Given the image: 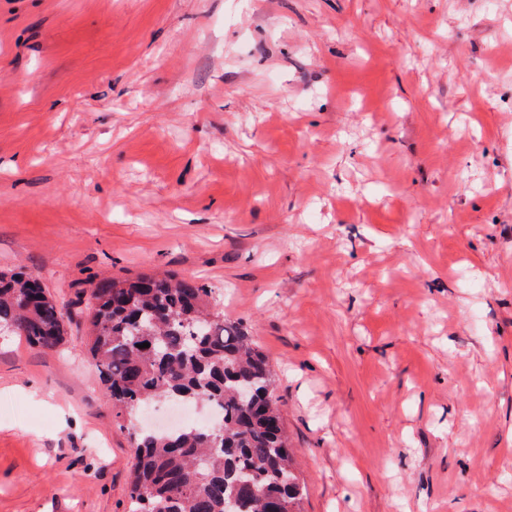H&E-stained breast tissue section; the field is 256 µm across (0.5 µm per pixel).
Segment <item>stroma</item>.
I'll list each match as a JSON object with an SVG mask.
<instances>
[{
	"label": "stroma",
	"instance_id": "1",
	"mask_svg": "<svg viewBox=\"0 0 512 512\" xmlns=\"http://www.w3.org/2000/svg\"><path fill=\"white\" fill-rule=\"evenodd\" d=\"M0 512H126L90 283L194 277L302 512H512V0H0ZM71 322V313L32 273L23 267L0 271V328L24 336L31 346L54 349Z\"/></svg>",
	"mask_w": 512,
	"mask_h": 512
}]
</instances>
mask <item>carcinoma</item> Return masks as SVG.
I'll list each match as a JSON object with an SVG mask.
<instances>
[{"instance_id": "cac0c4a2", "label": "carcinoma", "mask_w": 512, "mask_h": 512, "mask_svg": "<svg viewBox=\"0 0 512 512\" xmlns=\"http://www.w3.org/2000/svg\"><path fill=\"white\" fill-rule=\"evenodd\" d=\"M91 296L89 351L119 428L164 398L206 404L224 428L221 437L197 425L136 434L129 512H227L231 501L235 512H300L271 365L240 324L213 311L210 292L164 274L93 281ZM71 322L32 273L0 271V328L54 349ZM242 387L251 400L240 399Z\"/></svg>"}]
</instances>
